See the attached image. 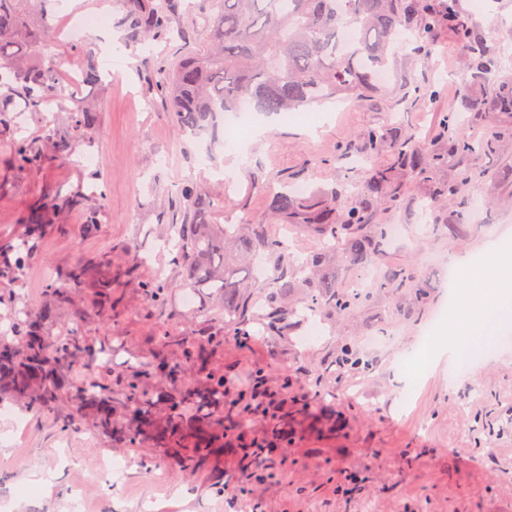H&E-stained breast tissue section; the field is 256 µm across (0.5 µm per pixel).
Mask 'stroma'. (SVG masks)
<instances>
[{"instance_id":"obj_1","label":"stroma","mask_w":512,"mask_h":512,"mask_svg":"<svg viewBox=\"0 0 512 512\" xmlns=\"http://www.w3.org/2000/svg\"><path fill=\"white\" fill-rule=\"evenodd\" d=\"M67 2L70 10L106 18L87 36L99 66L111 70L90 91L98 103L95 140L78 146L74 157L20 175L9 138L0 137V244L21 241L26 202L61 186L105 189L110 218L88 237L82 212L64 216L63 229L42 238L22 286L0 303V317L15 305L43 304L49 285L62 284L84 258L105 253L119 263L125 246L137 244L147 261L121 280L111 300L83 289L47 325L60 337L80 331L95 347L118 340L121 355L103 368L113 380L158 356L180 360V350L163 346L164 332L202 346L201 330L214 321L207 292L197 293L193 309L183 308L186 290L170 253L159 246L160 225L179 216L183 183L195 182L222 202L216 222L228 212L262 219L266 198L249 169H260L269 182L305 170L306 188L314 192L365 178L355 149L384 124L414 136L424 152L429 132L448 112L460 113L465 135L488 124L512 125V114L494 111L487 93L479 111H462V99L475 92L471 71L455 48L456 33L439 26L424 34L430 57L404 47L387 81L361 100L250 112L254 135L239 149L230 145L231 114L211 136L188 138L172 122L159 83L165 66L205 48L200 17L212 10V0H179L172 36L147 48L125 42L116 51L107 49L104 37L121 31L120 0ZM455 8L475 35L485 37L490 54L501 57L503 71L512 70V44L496 36L512 29V0H456ZM86 154L94 164L82 163ZM468 168L483 177L462 189V198L478 202L466 223H456L452 201L422 211L428 182L400 171L402 206L378 211L375 221L403 225V238L367 265L338 263L345 286L364 276L377 280L390 267L425 273L433 288L423 313H416L409 294L389 288L352 313L318 315L323 333L306 346L299 338L309 324L301 315L282 338L228 336L220 346H204L209 366L230 379L225 404L248 385L255 368L265 369L277 405L294 413L288 460L227 453L185 472L175 455L155 447L151 431L131 444L103 434L74 382L61 399V414L73 421L65 433L23 403L0 404L12 414L0 421V512H142L148 501L155 512H512V346L475 361L445 358L419 374L412 365L426 346L425 326L446 304L448 267L512 248V140L489 156L447 154L434 176L454 179ZM148 279L170 286L168 321L156 318L142 292ZM380 328L391 330L389 342L366 349L365 337ZM347 344L361 351L370 369L337 373L335 360ZM341 468L355 475L343 491L336 487Z\"/></svg>"}]
</instances>
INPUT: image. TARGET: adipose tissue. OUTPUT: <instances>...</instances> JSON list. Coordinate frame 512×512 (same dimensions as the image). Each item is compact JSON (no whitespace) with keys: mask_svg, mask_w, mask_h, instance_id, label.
Masks as SVG:
<instances>
[{"mask_svg":"<svg viewBox=\"0 0 512 512\" xmlns=\"http://www.w3.org/2000/svg\"><path fill=\"white\" fill-rule=\"evenodd\" d=\"M459 269L465 308L449 316L439 353L455 355L475 343L500 348L507 341L504 329L512 324V255L503 251L483 262L465 260Z\"/></svg>","mask_w":512,"mask_h":512,"instance_id":"obj_1","label":"adipose tissue"}]
</instances>
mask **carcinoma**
Listing matches in <instances>:
<instances>
[{"label":"carcinoma","mask_w":512,"mask_h":512,"mask_svg":"<svg viewBox=\"0 0 512 512\" xmlns=\"http://www.w3.org/2000/svg\"><path fill=\"white\" fill-rule=\"evenodd\" d=\"M58 0H0V79L12 99L0 103V136H12L16 169L31 173L58 159L68 158L81 142L92 143L95 102L66 93L62 83L66 61L53 52L52 24ZM123 24L135 42L165 36L171 32L170 15L174 0H125ZM217 11L207 17L203 30L209 41L205 50L177 61L164 70L162 88L167 93L173 120L184 135L213 126L218 112H237L243 105L257 112H295L341 95L361 99L373 87L378 72L389 66L398 53L397 44L416 18L429 29L437 22L460 29L454 0L448 4L424 5L422 0H215ZM458 49L474 58V81L481 86L501 70L497 59L482 44L466 38ZM83 60L81 82L100 81L96 53L85 44L79 48ZM19 100L23 110L39 114L48 107L69 113L63 125L48 126L43 134L14 132L9 106ZM497 102L503 112H512V82L497 87ZM512 128L490 126L471 136H460L455 116L448 113L440 123L430 156L413 146V137L391 135L380 128L368 136L359 152L371 166L361 182H343L318 198L303 201L294 196L291 184L304 171L285 175L268 187V210L286 228L297 225L316 240L314 251L303 261L288 252L286 238L273 225L224 215L214 222L217 209L213 199L192 183L182 186L181 220L166 228L175 242L174 264L183 286L214 289L221 326L204 335L207 343L231 333L246 341L251 327L260 326L267 336H283L288 318L296 310L288 296L305 289L302 305L314 310L349 313L377 290L412 288L419 299L426 298L431 280L392 268L381 275L365 293L344 289L336 275V251L347 255L353 265H365L382 254L391 239L390 225L375 223L377 211L399 201L394 172L409 170L423 179L442 152L488 155ZM384 148L393 157L389 166L374 165L373 150ZM460 194V183L434 181L428 206ZM86 210L84 232L96 233L105 215L103 203H88L79 188H57L26 204L22 242L0 245V287L18 286L39 239L48 225L68 212ZM123 267L112 266L110 256L95 255L75 265L67 282L49 292L40 309H25L7 335L0 334V392L30 408L58 420L66 431L69 422L56 414L60 389L70 378L69 366L87 355L97 360L106 351L102 345L90 350L85 338L75 332L54 337L45 330L52 314L84 288L90 267L98 271L96 288L102 297L123 277L141 265L132 244L124 248ZM169 284L142 283L145 297L158 316H168ZM164 343L182 352V365L164 359L131 367L121 388L112 387L102 374L82 380V399L96 410L98 424L108 434H120L130 441L138 436L134 420L144 423L153 409L165 406L164 426L156 434L159 448L181 455L183 468L193 469L213 448L224 447V371L210 368L200 384L184 381L185 372L198 361L195 349L183 337L166 333ZM342 370L368 366L357 349L343 348L337 361ZM252 407L248 391L239 393L233 423L239 430L251 426ZM271 454L283 455L290 447L288 413L268 424Z\"/></svg>","instance_id":"cac0c4a2"}]
</instances>
